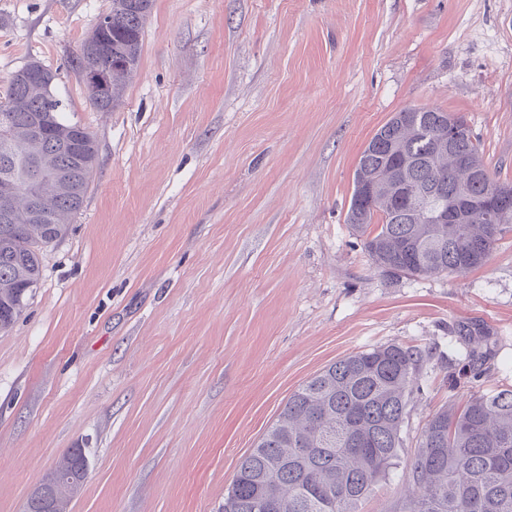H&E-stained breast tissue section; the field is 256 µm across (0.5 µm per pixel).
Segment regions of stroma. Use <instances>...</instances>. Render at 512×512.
<instances>
[{
	"instance_id": "35a3bbf8",
	"label": "stroma",
	"mask_w": 512,
	"mask_h": 512,
	"mask_svg": "<svg viewBox=\"0 0 512 512\" xmlns=\"http://www.w3.org/2000/svg\"><path fill=\"white\" fill-rule=\"evenodd\" d=\"M111 8L0 0V91L40 63L98 147L0 332V512L73 448L89 474L70 512H217L303 382L395 343L427 359L400 465L360 505L389 512L428 419L512 389V231L465 274H387L347 222L353 173L395 113L437 108L512 183V0H153L99 112L67 60Z\"/></svg>"
}]
</instances>
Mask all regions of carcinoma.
<instances>
[{"mask_svg": "<svg viewBox=\"0 0 512 512\" xmlns=\"http://www.w3.org/2000/svg\"><path fill=\"white\" fill-rule=\"evenodd\" d=\"M151 0H112V68L135 69ZM87 97L98 112L122 98ZM48 109L47 129L30 131L36 110ZM412 124L390 119L369 142L357 167L379 185L372 206L352 191L347 221L364 237L375 264L395 275L465 273L484 264L501 236L512 229V208L497 224L473 209L465 224H430L429 210L448 198H483L499 184L471 179L457 166L466 157L487 169L473 135L452 153L436 150L431 132L443 112L413 109ZM77 127L65 116L55 91L38 82H9L0 101V181L19 191L0 198V330L9 328L41 278L40 251L64 236L84 198L61 188L58 170L77 177L92 172L95 141L82 142L75 157L59 149L56 133ZM420 165L402 169L403 157ZM405 176L422 195L406 207L396 190ZM41 192L33 212L25 192ZM425 351L397 344L359 351L325 367L293 392L254 448L238 464L219 512H359L361 501L396 467L401 429ZM396 512H512V390L473 394L428 420L404 476Z\"/></svg>", "mask_w": 512, "mask_h": 512, "instance_id": "1", "label": "carcinoma"}]
</instances>
